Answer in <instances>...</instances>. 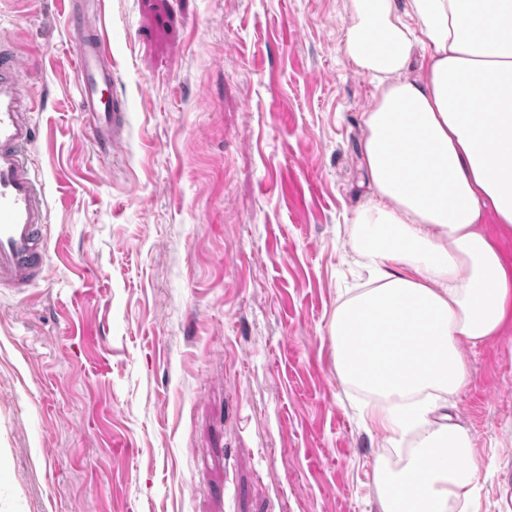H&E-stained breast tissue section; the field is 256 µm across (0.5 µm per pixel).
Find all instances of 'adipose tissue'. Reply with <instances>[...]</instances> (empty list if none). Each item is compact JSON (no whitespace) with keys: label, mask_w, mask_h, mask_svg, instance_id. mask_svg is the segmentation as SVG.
Segmentation results:
<instances>
[{"label":"adipose tissue","mask_w":512,"mask_h":512,"mask_svg":"<svg viewBox=\"0 0 512 512\" xmlns=\"http://www.w3.org/2000/svg\"><path fill=\"white\" fill-rule=\"evenodd\" d=\"M344 52L376 94L372 190L350 242L369 271L330 323L336 372L403 464L376 467L381 512H471V433L448 412L464 347L512 319V0H349ZM428 54L409 75L416 47ZM492 223L495 234L484 226Z\"/></svg>","instance_id":"obj_1"}]
</instances>
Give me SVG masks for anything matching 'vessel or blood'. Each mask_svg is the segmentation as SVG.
Wrapping results in <instances>:
<instances>
[{
  "instance_id": "1",
  "label": "vessel or blood",
  "mask_w": 512,
  "mask_h": 512,
  "mask_svg": "<svg viewBox=\"0 0 512 512\" xmlns=\"http://www.w3.org/2000/svg\"><path fill=\"white\" fill-rule=\"evenodd\" d=\"M68 14L76 51L80 109L91 116L90 139L101 155L115 152L126 103L111 93L115 81L108 43L81 0ZM19 61L0 53V288L22 293L42 279L47 264L45 190L32 174L36 141L31 114L38 106L20 76Z\"/></svg>"
}]
</instances>
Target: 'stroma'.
I'll use <instances>...</instances> for the list:
<instances>
[{"label": "stroma", "instance_id": "stroma-1", "mask_svg": "<svg viewBox=\"0 0 512 512\" xmlns=\"http://www.w3.org/2000/svg\"><path fill=\"white\" fill-rule=\"evenodd\" d=\"M128 105L97 158L68 0H0L40 109L42 280L0 290V512H380L388 447L329 324L364 273L374 92L348 0H85ZM451 414L477 512H512V326L468 350Z\"/></svg>", "mask_w": 512, "mask_h": 512}]
</instances>
